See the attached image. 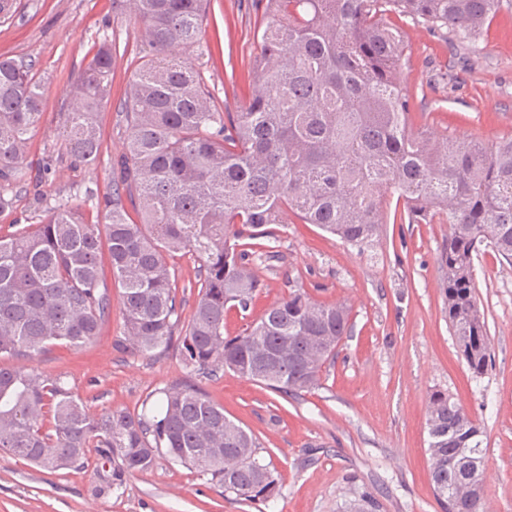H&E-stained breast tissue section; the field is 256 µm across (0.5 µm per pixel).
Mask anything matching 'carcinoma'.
I'll list each match as a JSON object with an SVG mask.
<instances>
[{"instance_id": "1", "label": "carcinoma", "mask_w": 512, "mask_h": 512, "mask_svg": "<svg viewBox=\"0 0 512 512\" xmlns=\"http://www.w3.org/2000/svg\"><path fill=\"white\" fill-rule=\"evenodd\" d=\"M143 28L141 62L120 103L124 153L112 164L105 224L58 209L39 224L0 235V450L49 472L82 469L91 452L112 480L146 472L165 455L209 474L235 500H271L276 482L257 439L198 385L229 369L293 399L320 385L350 329L344 304L302 288L240 334L224 336L227 305L249 308L260 288L250 241L277 238L285 215L315 224L359 253L372 252L388 217L448 224L440 270L457 352L481 375L491 363L476 300L474 255L492 249L512 263V137L488 146L414 127L400 79L408 48L398 13L459 41L475 38L502 0H263L252 70L256 89L236 112L214 105L198 44L205 0H129ZM103 39L69 94L70 161L94 164L97 112L108 103L112 50ZM33 66L0 59V189L22 173L24 145L42 115ZM138 215L133 220L126 202ZM123 288L122 348L153 355L174 346L187 381L160 390L155 415L91 411L34 362L60 342L92 343L109 314L102 246ZM198 263V300L181 323L172 260ZM429 473L444 512H483L485 488L469 485L484 459L482 428L444 392L428 397ZM369 492L347 512H377Z\"/></svg>"}]
</instances>
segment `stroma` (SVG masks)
I'll list each match as a JSON object with an SVG mask.
<instances>
[{"mask_svg": "<svg viewBox=\"0 0 512 512\" xmlns=\"http://www.w3.org/2000/svg\"><path fill=\"white\" fill-rule=\"evenodd\" d=\"M504 2L473 46L399 18L409 44L402 78L416 123L488 145L512 136V0ZM204 9L205 83L215 104L233 112L252 93L261 4L206 0ZM111 35L119 47L111 99L97 116L101 153L94 165H74L63 137L72 107L67 90ZM141 39L123 0H13L12 17L0 21V58L33 62L45 92L22 176L0 207L1 234L40 223L61 205L102 223L112 161L127 135L117 106L130 90ZM447 236L444 224L389 223L372 260L288 214L277 239L264 241L269 258L256 264L261 286L248 310L225 311V335L239 334L297 288L351 309V332L335 364L302 398L230 370L203 384L225 415L257 438L278 481L271 501L227 499L211 475L164 459L111 486L95 457L84 469L49 473L0 452V512H344L346 500L365 490L377 497L379 512H443L428 467L426 408L436 390L450 393L484 429L485 512H512V264L485 248L474 258L492 363L473 374L457 355L443 310L439 259ZM101 273L111 310L95 342L80 350L50 346L39 366L62 376L93 412L153 410L156 391L186 373L176 350L148 357L117 347L122 288L109 264Z\"/></svg>", "mask_w": 512, "mask_h": 512, "instance_id": "obj_1", "label": "stroma"}]
</instances>
